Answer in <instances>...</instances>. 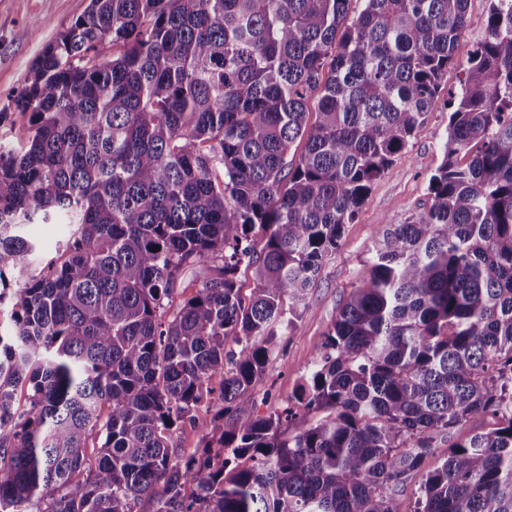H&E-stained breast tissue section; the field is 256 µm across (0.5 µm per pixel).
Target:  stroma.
Masks as SVG:
<instances>
[{
	"instance_id": "stroma-1",
	"label": "stroma",
	"mask_w": 512,
	"mask_h": 512,
	"mask_svg": "<svg viewBox=\"0 0 512 512\" xmlns=\"http://www.w3.org/2000/svg\"><path fill=\"white\" fill-rule=\"evenodd\" d=\"M89 0H0V145L20 147L28 127L13 97L29 81L32 67L57 34L82 15ZM490 0H469L470 24L463 32L456 63L441 81L439 104L416 129L408 149L378 178L355 219L345 225L304 304L283 297V308H297L292 325H281L267 343L264 373L253 386L256 410L277 416L294 404L300 378L323 350L339 307L368 276L381 222L400 224L426 209L428 183L443 158L448 137V98L465 78L468 52L484 36ZM26 236L36 247L30 273L56 256L69 233L64 224H28Z\"/></svg>"
}]
</instances>
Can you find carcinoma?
<instances>
[{
	"mask_svg": "<svg viewBox=\"0 0 512 512\" xmlns=\"http://www.w3.org/2000/svg\"><path fill=\"white\" fill-rule=\"evenodd\" d=\"M363 2L90 0L45 48L14 97L27 141L0 145V284L22 280L0 332V512H399L443 442L413 512H512V0H491L450 95L430 207L381 224L287 410L325 415L284 439L253 412L265 344L297 316L283 296L306 300L469 22L468 0ZM49 223L72 230L30 275L23 227ZM187 266L202 288L166 319ZM226 362L202 454L180 458L171 432ZM485 414L499 427L454 439ZM440 446V448H435L433 453L425 459L420 471L414 476L406 490L397 496V504L400 512H412L416 492L418 491L423 477L441 463L444 453L448 450V443H444Z\"/></svg>",
	"mask_w": 512,
	"mask_h": 512,
	"instance_id": "cac0c4a2",
	"label": "carcinoma"
}]
</instances>
